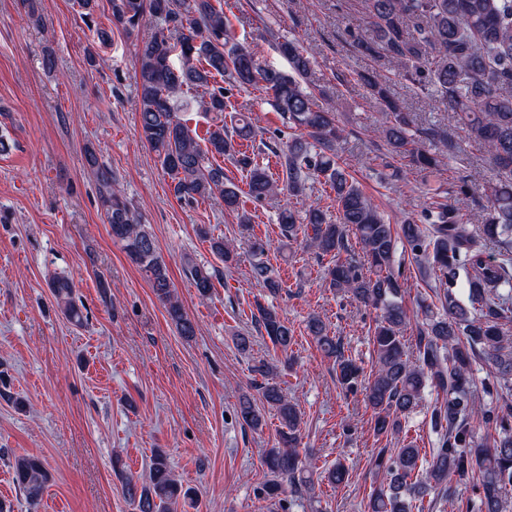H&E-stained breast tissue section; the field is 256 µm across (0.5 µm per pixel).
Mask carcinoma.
Returning a JSON list of instances; mask_svg holds the SVG:
<instances>
[{
  "label": "carcinoma",
  "instance_id": "cac0c4a2",
  "mask_svg": "<svg viewBox=\"0 0 512 512\" xmlns=\"http://www.w3.org/2000/svg\"><path fill=\"white\" fill-rule=\"evenodd\" d=\"M74 5L88 30L106 40L107 30L92 26L98 0H74ZM109 6L110 28L128 36L139 30L146 16L157 20L138 50L140 136L170 177L176 196L219 198L240 223H251L238 186L215 163L218 157L234 160L246 172L247 195L254 200L284 192L299 198L320 178L335 193L336 219L318 207H309L302 216L288 207L279 212L278 222L282 249H289L303 232L318 254L331 256L328 287L376 313L374 369L369 374L346 354L341 338L325 322L312 317L307 324L345 392L364 394L374 414L373 431L394 439L395 447L378 453L382 480L370 492L366 512H413L414 501L430 493L442 496L454 477L466 475L478 483L479 495L466 501L465 512H505L512 490V0H364L367 35L355 39V48L397 64L400 77L410 83L436 88L465 138L485 148L498 173L489 186L482 223L466 224L462 210L469 187L463 179L448 201L424 211L425 224L409 219L399 235L339 162L336 145L343 129L335 113L319 107L309 90L313 57L308 52L291 40H279L277 49L288 70L261 65L256 48L241 43L230 31L221 0H109ZM362 79L385 112L382 135L390 150L410 156L426 170L437 169V156L410 134L411 114L387 83L372 72ZM256 82L263 83L272 107L297 131L275 150L283 174L280 182L236 149L238 142L257 136L246 117L233 115L230 123L215 125L202 138L180 117L189 110V103L182 100L186 89H203V110L222 113L228 108L224 84L246 91ZM87 164L96 174L112 239L121 243L144 275L179 335L194 336L195 324L176 294L150 228L141 223L115 175L94 153H88ZM351 234L358 252L349 244ZM400 246L417 264H427L439 283L448 285L437 294L438 305L424 307V321L410 340L404 336L411 322L402 300L405 278L394 269ZM210 248L224 265L236 261L224 239H210ZM185 271L198 294L208 296L213 272L191 259ZM251 274L269 293L282 290L279 275L266 261L256 260ZM461 275L469 288L467 305L453 291ZM50 288L64 317L82 325L75 283L56 277ZM252 320L274 352L289 359L295 336L288 322L261 304ZM476 357L492 373L480 394L471 369ZM277 369L273 362L254 366L263 378L262 400L277 412L281 424L278 444L266 449L263 457L267 480L260 493L268 498L277 497L285 484L313 485L312 464L297 450L302 414L275 380ZM428 388L442 393V400L430 410L439 444L425 462L408 439L406 418L422 406ZM486 397L496 406L486 407ZM237 417L253 429L264 423L261 409L248 396L239 400ZM482 427H492L494 433L481 437ZM112 469L133 512H176L179 501L196 500V493L175 478L161 450L152 456L143 482L117 457ZM12 474L28 504L38 505L49 478L42 460L18 456ZM348 479V468L340 461L324 472L331 485Z\"/></svg>",
  "mask_w": 512,
  "mask_h": 512
}]
</instances>
